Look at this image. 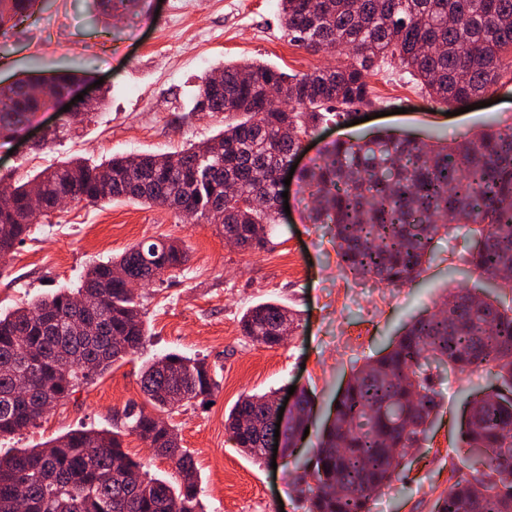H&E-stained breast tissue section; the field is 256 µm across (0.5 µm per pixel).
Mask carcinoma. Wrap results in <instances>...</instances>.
Masks as SVG:
<instances>
[{
    "instance_id": "cac0c4a2",
    "label": "carcinoma",
    "mask_w": 512,
    "mask_h": 512,
    "mask_svg": "<svg viewBox=\"0 0 512 512\" xmlns=\"http://www.w3.org/2000/svg\"><path fill=\"white\" fill-rule=\"evenodd\" d=\"M38 0H0V30L33 14ZM282 36L310 53L338 52L335 67L291 75L268 66L222 64L220 85L200 77L195 111L231 120L206 142L152 154L114 155L97 165L72 159L16 186L0 205V260L59 208L62 194L89 204L125 198L167 206L196 221L219 224L243 250L268 251L276 215L277 177L306 137L329 123L346 124L375 106L369 77L390 60L428 101L455 108L503 88L512 93V0H279ZM74 77L58 75L50 94L70 92ZM280 91L288 106L268 109L263 90ZM23 80L0 88V140L46 107ZM299 180L314 206L311 224L336 245L338 268L390 286L419 276L434 242L461 227L474 237L467 263L478 276L512 291V124L452 144L426 148L387 131L332 144ZM40 207H30L32 194ZM188 261L175 239L142 241L89 266L76 292L59 290L0 312V436L37 424L43 406L67 400L79 385L105 374L143 345L147 328L136 290ZM121 268L127 279H116ZM98 299L73 308V294ZM298 315L275 301L258 303L240 331L264 348L281 344L283 324ZM497 369L489 392L462 412L465 447L483 468L455 469L433 512H512V314L474 288L459 287L440 309L416 318L384 353L356 369L336 399L334 418L304 461L292 492L306 512H369L374 493L396 479L413 448L425 442L441 405L434 372ZM139 384L158 415L133 403L112 429H75L35 448L0 456V512H203L200 476L178 430L162 414L205 405L218 382L201 360L176 352L143 362ZM275 393L244 394L225 420L242 452L261 458L275 433L289 456L308 426L311 395L278 423ZM137 436L174 469L175 483L149 476L123 449ZM26 483L21 503L15 485Z\"/></svg>"
}]
</instances>
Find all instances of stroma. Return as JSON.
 Returning a JSON list of instances; mask_svg holds the SVG:
<instances>
[{
  "mask_svg": "<svg viewBox=\"0 0 512 512\" xmlns=\"http://www.w3.org/2000/svg\"><path fill=\"white\" fill-rule=\"evenodd\" d=\"M242 59L302 74L342 57L312 55L289 44L279 27L278 0H145L139 10H106L99 0H38L31 18L0 33V85L69 73L77 77L78 90H102L107 99L81 123L53 107L35 113L11 148L0 147V183L27 180L72 157L98 163L118 153H166L202 142L222 129L224 117L195 111L199 78L217 63ZM370 83L380 109H366L367 119L359 124L321 127L306 140L299 166L338 140L391 130L443 146L512 123L510 93L450 116L398 67L384 66ZM51 129L57 137H48ZM288 204L290 214L276 227L269 252L235 248L216 225L158 205L73 202L33 225L0 265L1 311L77 287L88 266L141 241L179 238L190 259L164 283L142 289L148 334L139 352L76 388L37 426L0 438V452L31 448L77 428H111L126 406L143 401V361L176 351L206 360L219 382L210 407L197 405L171 417L197 463L205 512H304L290 494L294 465L274 467L242 453L224 427L226 415L244 393L307 390L314 406L302 451L310 453L354 369L468 280L463 259L469 233L461 229L440 239L416 281L391 287L339 271L335 244L305 219L298 179L290 181ZM267 300L287 305L301 319L300 328L272 349L254 346L238 327L248 307ZM491 381L487 370L436 378L443 407L430 436L400 476L372 498L370 512H432L452 468L477 466L462 446L459 419L465 402Z\"/></svg>",
  "mask_w": 512,
  "mask_h": 512,
  "instance_id": "35a3bbf8",
  "label": "stroma"
}]
</instances>
